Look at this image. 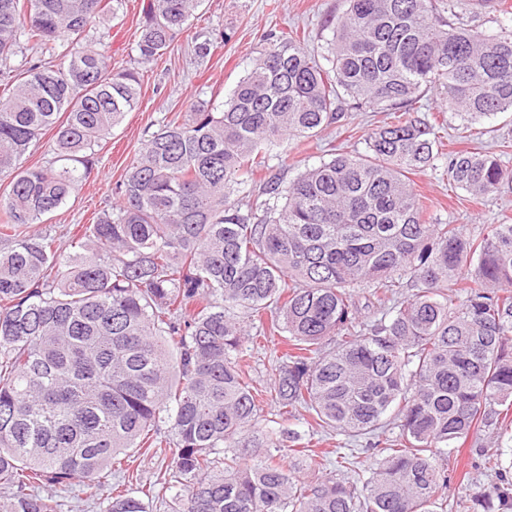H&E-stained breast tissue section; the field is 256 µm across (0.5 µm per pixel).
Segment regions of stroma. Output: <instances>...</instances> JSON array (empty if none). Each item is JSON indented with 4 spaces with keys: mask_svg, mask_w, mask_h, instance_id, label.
Wrapping results in <instances>:
<instances>
[{
    "mask_svg": "<svg viewBox=\"0 0 512 512\" xmlns=\"http://www.w3.org/2000/svg\"><path fill=\"white\" fill-rule=\"evenodd\" d=\"M140 7L141 0H123L116 14L106 16L97 27L114 69L136 64V42L143 25ZM344 9V0H202L187 29L162 57L144 69L138 106L125 113L97 148V165L79 189L48 216L45 230L61 247H70L82 225L115 202L117 182L163 121L188 112L193 105L224 101L250 70L266 34L296 33L309 53L323 57L336 18ZM508 10L512 11V0H493L483 6L476 5L475 0H454L456 22L484 34L497 33ZM215 29L223 31V45L206 57H197L195 47L201 37ZM438 103V94L431 90L424 93L419 106L421 118L437 125L443 156L465 147L478 148L498 156L512 173V112L481 119L468 128L453 113L439 112ZM388 119L385 112L353 110L319 139H284L279 150L288 156V178L319 164L326 150L333 147L352 154L365 153L367 134ZM443 156L410 177L415 191L432 204L433 217L445 224L462 225L473 235L486 232L489 225L512 220V188L483 199L473 198L449 185ZM483 439V434H474L449 456V497L497 486L494 473L477 468V450ZM129 454L126 472L113 475V484L125 486L136 496L145 491L162 494L172 467L168 450L133 448Z\"/></svg>",
    "mask_w": 512,
    "mask_h": 512,
    "instance_id": "obj_1",
    "label": "stroma"
}]
</instances>
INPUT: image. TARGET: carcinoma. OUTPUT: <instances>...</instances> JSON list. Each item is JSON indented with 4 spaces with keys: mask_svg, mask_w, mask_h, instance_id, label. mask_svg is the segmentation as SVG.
I'll list each match as a JSON object with an SVG mask.
<instances>
[{
    "mask_svg": "<svg viewBox=\"0 0 512 512\" xmlns=\"http://www.w3.org/2000/svg\"><path fill=\"white\" fill-rule=\"evenodd\" d=\"M200 2L144 0L137 63L163 56ZM347 3L328 66L291 36L268 38L220 107L162 122L117 183L119 204L65 258L35 225L138 105L140 72L83 44L110 0H0V63L24 40L42 54L0 94V512H60L55 492L76 478L107 512H149L106 480L130 448L169 449L172 512H445L448 454L478 431L503 487L456 507L512 512L497 446L498 407L512 406V224L478 237L442 224L409 178L441 156L434 128L411 117L425 92L467 122L512 112V27L457 26L433 0ZM222 43L216 30L196 53ZM347 106L391 115L365 154L256 183L286 136L316 137ZM48 133L62 164L23 167ZM446 173L475 197L505 182L482 152L446 157ZM238 193L255 194L245 211ZM464 271L474 286L448 294ZM236 310L287 346L267 394L243 364ZM269 401L277 418L257 432ZM292 419L399 433L370 443L381 460L366 480L302 481L282 461L296 452Z\"/></svg>",
    "mask_w": 512,
    "mask_h": 512,
    "instance_id": "carcinoma-1",
    "label": "carcinoma"
}]
</instances>
